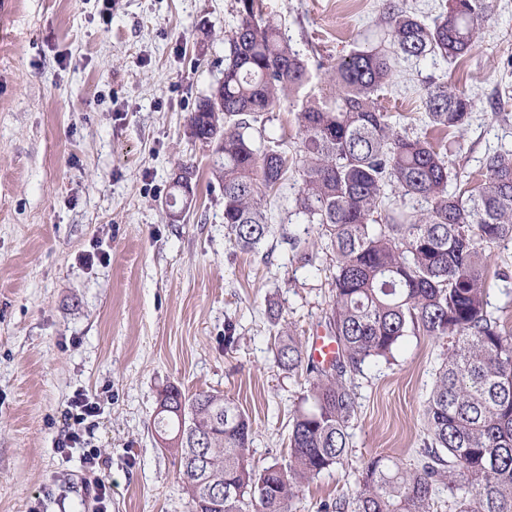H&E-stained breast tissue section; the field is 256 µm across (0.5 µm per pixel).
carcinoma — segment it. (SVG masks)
<instances>
[{"label":"carcinoma","instance_id":"1","mask_svg":"<svg viewBox=\"0 0 512 512\" xmlns=\"http://www.w3.org/2000/svg\"><path fill=\"white\" fill-rule=\"evenodd\" d=\"M487 0H452L426 23L404 8L388 13V48L356 47L336 60L329 89L297 112L299 145L256 146L254 131L283 101L295 103L311 64L259 0H237L239 22L225 38L224 79L188 119L189 137L214 146L213 177L224 196V228L257 253L275 233L268 198L296 174L294 214L318 225L335 256L326 329L337 346L324 364L293 333L274 337L279 368L306 374L288 433V455L262 468L247 463L249 417L213 391L159 395L156 432L180 459L194 512H289L306 482L343 462L358 409L354 376L389 364L408 336L443 342L425 402L416 461L366 463L352 497L323 512H512V331L487 311L489 255L512 240V150L488 156L475 183L451 176L446 145L428 131L463 127L472 101L446 84L430 86L420 132L393 120L379 92L396 56L457 59L487 20ZM420 198L411 211L387 193Z\"/></svg>","mask_w":512,"mask_h":512}]
</instances>
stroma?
<instances>
[{"label":"stroma","instance_id":"stroma-1","mask_svg":"<svg viewBox=\"0 0 512 512\" xmlns=\"http://www.w3.org/2000/svg\"><path fill=\"white\" fill-rule=\"evenodd\" d=\"M0 13V512H96L81 449L57 451L75 391L100 410L84 425L112 486L108 512H189L175 452L153 427L159 393L217 391L249 415L248 460L287 454L303 374L275 363L273 338L323 333L335 259L314 224L289 220L292 177L268 208L286 231L271 257L224 228L212 145L188 139L198 101L224 77L235 0H8ZM477 46L448 62L399 56L382 105L422 112L445 82L474 106L448 134L459 180L512 149V0H490ZM432 20L448 0H262L264 19L314 63L313 89L356 46L378 45L387 12ZM195 168L194 199L169 218L173 179ZM94 262H87V255ZM233 337L225 346V337ZM440 345L405 338L393 364L356 380L358 417L343 464L305 484L292 512L353 496L363 466L414 462Z\"/></svg>","mask_w":512,"mask_h":512}]
</instances>
